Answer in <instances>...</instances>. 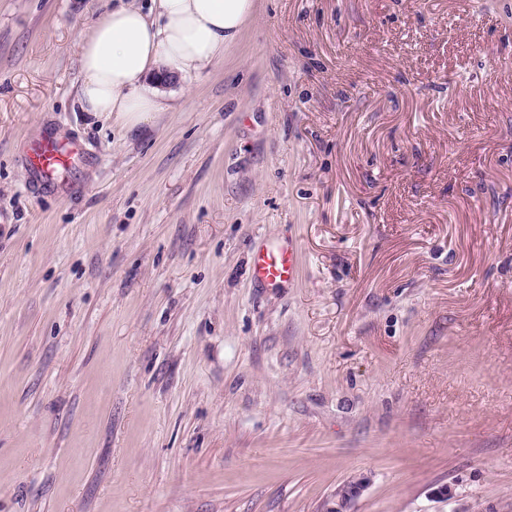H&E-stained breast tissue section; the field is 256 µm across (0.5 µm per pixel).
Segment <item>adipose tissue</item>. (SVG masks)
<instances>
[{
  "label": "adipose tissue",
  "instance_id": "obj_1",
  "mask_svg": "<svg viewBox=\"0 0 512 512\" xmlns=\"http://www.w3.org/2000/svg\"><path fill=\"white\" fill-rule=\"evenodd\" d=\"M152 12L127 0L82 33L83 111L133 130L167 111L155 83L185 77L223 60L241 35L256 0H152Z\"/></svg>",
  "mask_w": 512,
  "mask_h": 512
}]
</instances>
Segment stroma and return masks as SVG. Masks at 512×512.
Wrapping results in <instances>:
<instances>
[{
	"label": "stroma",
	"instance_id": "35a3bbf8",
	"mask_svg": "<svg viewBox=\"0 0 512 512\" xmlns=\"http://www.w3.org/2000/svg\"><path fill=\"white\" fill-rule=\"evenodd\" d=\"M115 3L0 0V512H512V0H258L133 131ZM26 161L30 179L45 187H55L54 174L69 161V154L54 135L44 133L27 147ZM255 276L271 285H284L295 280L297 251L294 243L276 244L258 252L253 262Z\"/></svg>",
	"mask_w": 512,
	"mask_h": 512
}]
</instances>
